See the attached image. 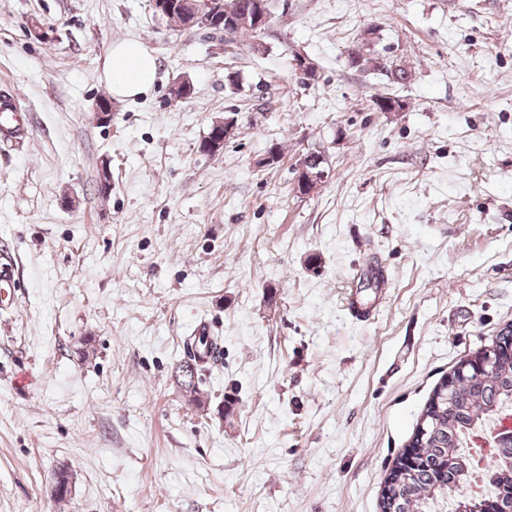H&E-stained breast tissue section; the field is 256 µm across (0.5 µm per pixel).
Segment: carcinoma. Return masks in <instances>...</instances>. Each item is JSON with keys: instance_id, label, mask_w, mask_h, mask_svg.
I'll list each match as a JSON object with an SVG mask.
<instances>
[{"instance_id": "carcinoma-1", "label": "carcinoma", "mask_w": 512, "mask_h": 512, "mask_svg": "<svg viewBox=\"0 0 512 512\" xmlns=\"http://www.w3.org/2000/svg\"><path fill=\"white\" fill-rule=\"evenodd\" d=\"M213 2L219 13L232 20L240 17L248 5V0ZM491 345L500 352L494 367L480 371L474 360L464 374L445 378L432 390L422 415L434 416L435 429L423 439L411 434L394 459L390 471L405 470V483L380 494V512H387L393 496L403 505L401 512H448L450 502L465 505L464 512H491L482 497L458 495L466 479L461 474V464L467 462L462 451L466 436L512 405V326L500 329ZM200 364L201 360L190 358L180 362L176 370L184 396L199 407L204 404L196 381ZM487 480L490 489L512 501V440L497 449Z\"/></svg>"}]
</instances>
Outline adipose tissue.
<instances>
[{"mask_svg": "<svg viewBox=\"0 0 512 512\" xmlns=\"http://www.w3.org/2000/svg\"><path fill=\"white\" fill-rule=\"evenodd\" d=\"M104 80L119 101L148 94L157 82V60L139 39L115 43L105 60Z\"/></svg>", "mask_w": 512, "mask_h": 512, "instance_id": "ef3b65f1", "label": "adipose tissue"}]
</instances>
